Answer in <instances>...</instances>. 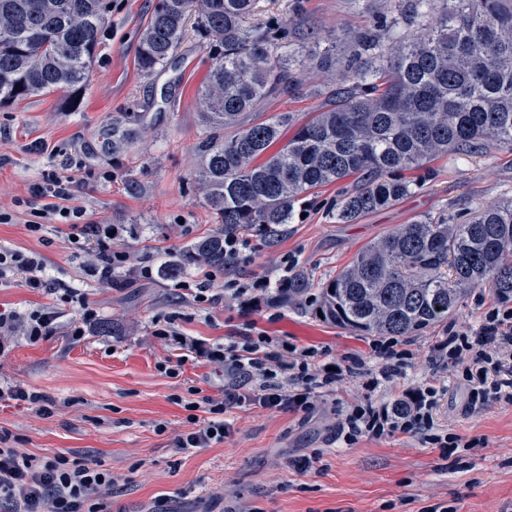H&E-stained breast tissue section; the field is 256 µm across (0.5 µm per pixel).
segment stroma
Here are the masks:
<instances>
[{"label":"stroma","mask_w":512,"mask_h":512,"mask_svg":"<svg viewBox=\"0 0 512 512\" xmlns=\"http://www.w3.org/2000/svg\"><path fill=\"white\" fill-rule=\"evenodd\" d=\"M156 0H118L100 38L93 78L70 104L56 91L0 108V206L27 196L56 162L54 146L75 151L87 170L76 202L92 221L122 227L115 247L144 264L161 266L169 255L215 229V218L194 180V151L204 136L198 90L210 59L194 33H187L172 65L144 75L137 64L141 28ZM383 0H259L258 19L276 15L297 22L295 48L308 52L301 34L309 29L352 33L383 12ZM296 93L268 99L265 115L293 112L307 119L324 103L339 73L308 70ZM121 121L133 138L112 147V123ZM433 174L413 194L360 217L336 221V201L352 190L348 178L318 189L303 217L273 241L244 233L242 260L228 267L224 281L277 279L286 266L304 264L320 283L346 266L368 243L400 224L429 215L449 224L472 221L487 206L512 198V150L490 145L478 152L454 151L431 163ZM25 216L0 224V245L40 253L49 278L81 289L99 308L100 326L82 339L68 334L70 315L38 343L16 341L0 358V381L43 394L47 410L0 401V436L38 456L92 455L118 476L110 512H512V405L468 408L463 387L449 385L434 428L462 440L484 438L483 447L440 449L418 436L336 438V423L350 404L368 398L387 401L419 385L442 380L436 351L450 326H477L498 299L490 288L470 290L446 323L402 337L412 350L411 366L389 387L367 390L353 378L336 394H316L308 415L256 407L233 408L224 443L192 453L177 450L179 435L192 430L188 413L174 403L197 389L221 394L224 372L196 360L183 362L178 377L159 363L177 360L171 342L153 336L155 321L176 316L185 335L224 342L249 328L300 348L357 356L376 367L374 339L324 322L313 305L282 306L267 291H253V304L225 293L218 305L194 302L178 281L201 279L187 266L179 278L166 276L126 286L98 284L85 259L73 254L68 228L48 226L30 235ZM165 432H157L158 423ZM316 461L308 470L297 461Z\"/></svg>","instance_id":"1"}]
</instances>
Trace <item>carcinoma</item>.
I'll list each match as a JSON object with an SVG mask.
<instances>
[{
	"label": "carcinoma",
	"instance_id": "cac0c4a2",
	"mask_svg": "<svg viewBox=\"0 0 512 512\" xmlns=\"http://www.w3.org/2000/svg\"><path fill=\"white\" fill-rule=\"evenodd\" d=\"M256 0H156L141 33L145 75L166 65L189 18L209 46L211 66L199 89L205 136L194 177L219 223L187 245L161 273L187 265L222 268L224 237L255 228L277 237L316 190L349 177L336 221L355 222L411 194L408 173L448 152L487 144L512 149V0H389L349 39L318 32L303 56L290 22L252 21ZM112 0H0V104L91 82L99 36ZM342 51L336 57V51ZM341 65L330 103L305 122L293 112L255 117L268 97L287 96L297 71ZM294 134L269 148L284 130ZM512 199L469 224L423 216L361 249L320 285L323 319L371 336H413L448 321L465 290L512 294ZM310 274L295 268L275 285L273 301L309 297Z\"/></svg>",
	"mask_w": 512,
	"mask_h": 512
}]
</instances>
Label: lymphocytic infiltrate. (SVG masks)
Masks as SVG:
<instances>
[{"label":"lymphocytic infiltrate","instance_id":"lymphocytic-infiltrate-1","mask_svg":"<svg viewBox=\"0 0 512 512\" xmlns=\"http://www.w3.org/2000/svg\"><path fill=\"white\" fill-rule=\"evenodd\" d=\"M51 153L60 159L58 168L34 184L27 197L15 201L28 215L26 229L36 236L46 225H67L70 244L86 249L87 271L100 284L110 285L120 278L130 283L154 279L152 267L136 261L129 252L113 249L112 225L91 222L86 209L75 204L72 172L81 168V159L58 146ZM18 274L24 275L28 288L52 287L55 300L24 312L0 308V354L13 339L35 344L52 334L65 308L73 315L72 339H81L98 326L99 312L86 295L61 280L48 284L40 254L0 247V283ZM155 334L222 368L228 385L226 392L201 403L176 397V404L185 410L203 408L208 413L198 428L178 439L177 447L183 452L223 443L232 433L225 415L234 407L310 413L314 388L336 390L361 365L354 357L349 365L330 371L322 352L281 343L262 332L209 345L182 335L171 318ZM507 348L512 349V307L503 299L490 305L477 327L449 330L437 345L444 369L466 386L472 406L512 404V379L494 376L501 364L500 353ZM446 391V384L431 383L393 401L351 404L337 425V436L350 445L362 437L378 439L401 433L422 436L425 443L441 449L458 447V437L434 431L433 414ZM116 485L111 472L94 459L77 461L62 454L36 456L16 448H0V512H107L106 499Z\"/></svg>","mask_w":512,"mask_h":512}]
</instances>
